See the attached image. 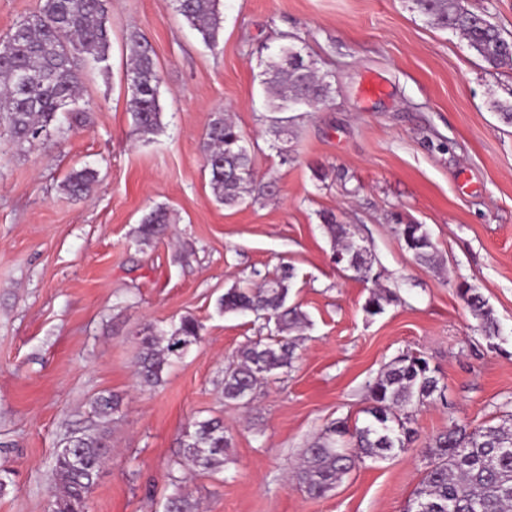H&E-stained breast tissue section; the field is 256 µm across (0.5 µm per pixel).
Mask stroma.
<instances>
[{
	"instance_id": "stroma-1",
	"label": "stroma",
	"mask_w": 512,
	"mask_h": 512,
	"mask_svg": "<svg viewBox=\"0 0 512 512\" xmlns=\"http://www.w3.org/2000/svg\"><path fill=\"white\" fill-rule=\"evenodd\" d=\"M216 48L171 0H111L105 68L85 75V123L46 144L0 139V512H45L59 441L97 422L90 402L122 399L110 460L88 512H163L172 493L198 512H403L430 462L428 440L449 420L512 416V126L491 104L512 97V68L489 67L465 40L430 27L409 0H220ZM151 43L161 78V129L135 131L125 80L127 39ZM285 42L302 47L333 85L328 103L291 113L288 153L266 132L261 72ZM384 87L369 97V79ZM228 111L257 179L274 194L218 203L200 145ZM97 171L80 199L62 183ZM177 216L142 242L156 205ZM334 213L370 250L398 299L376 316L370 284L332 260L322 221ZM426 225L437 263L419 265L392 214ZM293 270L288 302L308 323L291 368L225 403L224 370L259 334L253 315L221 312L231 288ZM477 285L501 338L489 344L457 286ZM200 341L140 387L145 327L181 317ZM427 358L444 398L418 408L408 452L364 459L330 493L308 495L296 474L307 444L337 421L363 423L368 388L400 353ZM217 418L230 446L216 471H192L180 446L194 421Z\"/></svg>"
}]
</instances>
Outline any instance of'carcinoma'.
I'll return each instance as SVG.
<instances>
[{
    "mask_svg": "<svg viewBox=\"0 0 512 512\" xmlns=\"http://www.w3.org/2000/svg\"><path fill=\"white\" fill-rule=\"evenodd\" d=\"M220 0H175L176 11L214 48L222 28ZM423 20L440 29H451L467 41L490 67L512 65V40L484 13L471 11L462 0H411ZM108 0H43L38 12L22 20L0 40V129L17 143L48 141L62 124H80L84 111L79 89L86 71L100 69L108 60L110 27ZM127 75L132 96L130 109L140 136L161 130L160 76L153 48L138 33L130 36ZM36 72L40 79L24 89L20 78ZM267 95V133L279 139L284 131L282 116L298 106L313 108L332 95L328 74L304 57L294 44H282L270 56L263 71ZM237 125L219 110L212 113L204 137V163L216 200L236 205L244 197L272 192L273 183L256 181L252 157ZM97 182V171L89 167L72 171L63 189L80 198ZM333 244V255L344 257V267L375 285L364 310L371 316L384 311L395 293L380 284L381 274L362 263L367 248L333 213L322 215ZM172 223L171 211L156 206L141 219L138 233L143 241L161 238ZM399 236L415 260L424 265L435 261V245L423 224L399 225ZM289 270L275 275L259 288H231L219 299L224 312H250L263 321L269 336L251 340L239 350L236 362L224 371L222 394L227 403L250 400L266 376L291 365L296 338L306 315L287 305ZM489 340L500 337L492 309L471 284L458 288ZM202 325L185 316L167 329L149 326L140 337L135 371L138 383L154 387L166 368L182 359L199 342ZM443 391L437 369L423 356L406 352L394 359L369 385L367 419L361 426L343 422L328 428L303 450L300 480L305 491L316 497L326 495L342 477L365 458L386 460L406 451L414 442L411 427L414 409L430 402ZM118 396L100 394L91 401L98 423L91 432L65 438L54 457L52 502L58 512H87L88 496L96 474L107 455L104 426L120 411ZM349 437L353 447L341 448L338 439ZM224 424L219 419L198 420L185 432L182 462L201 471L224 463ZM512 427L471 426L449 421L448 428L435 435L427 448L431 462L411 501H422L427 512H512ZM85 461L79 474L72 456ZM165 512H196L188 495L178 492L167 499Z\"/></svg>",
    "mask_w": 512,
    "mask_h": 512,
    "instance_id": "1",
    "label": "carcinoma"
}]
</instances>
